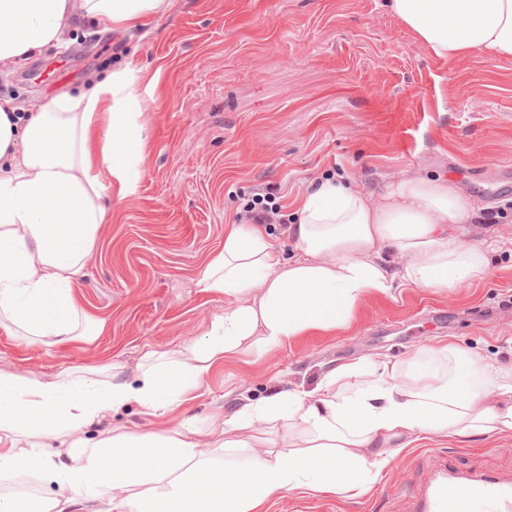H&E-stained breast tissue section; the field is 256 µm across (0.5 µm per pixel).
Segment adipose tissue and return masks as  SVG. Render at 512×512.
I'll return each instance as SVG.
<instances>
[{"label":"adipose tissue","instance_id":"obj_1","mask_svg":"<svg viewBox=\"0 0 512 512\" xmlns=\"http://www.w3.org/2000/svg\"><path fill=\"white\" fill-rule=\"evenodd\" d=\"M434 57L473 52L512 61V0H387ZM172 0H0V69L58 47L70 27L148 26ZM132 69L89 92L60 94L19 113L0 103V328L46 348L92 344L106 322L73 294L103 225L107 187L141 175V105ZM106 123H99L100 110ZM472 207L444 179L407 177L370 198L354 182L313 184L289 236V259L260 224H229L224 248L197 286L224 312L175 352L146 351L136 383L112 366L55 374L0 369V479L31 476L44 489L0 493V512H265L286 492L356 497L395 457L432 437L512 436V365L452 344L423 346L379 366L369 356L325 373L318 391L279 390L236 409L185 414L213 369L311 332L331 333L368 297L399 286L457 288L491 273L487 249L456 241ZM137 405L151 428L89 425ZM56 449L43 454L45 442Z\"/></svg>","mask_w":512,"mask_h":512}]
</instances>
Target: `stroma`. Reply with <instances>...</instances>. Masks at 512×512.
<instances>
[{"label": "stroma", "instance_id": "35a3bbf8", "mask_svg": "<svg viewBox=\"0 0 512 512\" xmlns=\"http://www.w3.org/2000/svg\"><path fill=\"white\" fill-rule=\"evenodd\" d=\"M126 66L138 78L144 171L130 192L108 181L105 222L74 288L108 328L93 345L55 349L0 330V366L115 363L131 378L145 351H176L223 313V295L201 292L197 273L253 196L275 198L267 231L291 258L288 227L313 181L352 178L376 196L414 174L464 191L474 213L451 234L494 247L491 276L452 290L378 294L336 335L226 358L189 414L260 399L284 382L313 391L336 362L403 361L450 338L512 362V61L476 52L451 66L429 56L386 0H174L145 30L73 28L63 47L1 70L0 100L26 110ZM434 460L511 476L512 438L425 440L361 497L295 491L268 512H409L393 487Z\"/></svg>", "mask_w": 512, "mask_h": 512}]
</instances>
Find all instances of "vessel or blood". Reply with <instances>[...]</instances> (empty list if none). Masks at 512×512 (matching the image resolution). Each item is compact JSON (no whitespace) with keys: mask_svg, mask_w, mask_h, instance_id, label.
Instances as JSON below:
<instances>
[{"mask_svg":"<svg viewBox=\"0 0 512 512\" xmlns=\"http://www.w3.org/2000/svg\"><path fill=\"white\" fill-rule=\"evenodd\" d=\"M473 493L471 512H512V480L465 471L450 463L431 464L427 472L410 481L414 512H458L456 492Z\"/></svg>","mask_w":512,"mask_h":512,"instance_id":"obj_1","label":"vessel or blood"}]
</instances>
